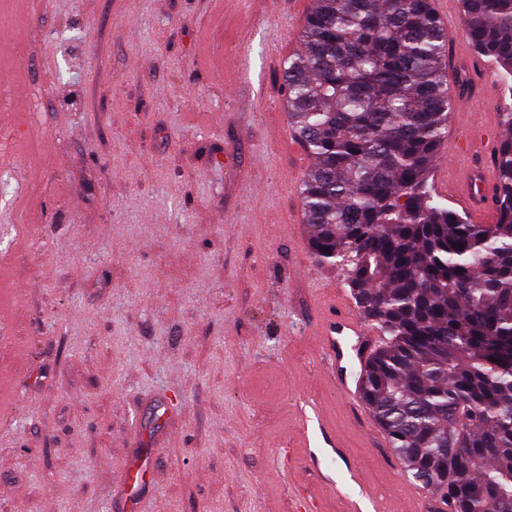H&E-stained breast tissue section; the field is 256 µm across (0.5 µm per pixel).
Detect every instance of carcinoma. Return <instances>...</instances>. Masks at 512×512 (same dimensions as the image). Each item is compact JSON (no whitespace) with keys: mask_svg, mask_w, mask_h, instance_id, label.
Segmentation results:
<instances>
[{"mask_svg":"<svg viewBox=\"0 0 512 512\" xmlns=\"http://www.w3.org/2000/svg\"><path fill=\"white\" fill-rule=\"evenodd\" d=\"M478 57L511 102L494 156L492 224L429 183L453 98L448 31L429 0H315L284 69L288 116L315 163L299 192L316 259L346 270L387 337L366 405L443 512L512 502V0H462Z\"/></svg>","mask_w":512,"mask_h":512,"instance_id":"cac0c4a2","label":"carcinoma"}]
</instances>
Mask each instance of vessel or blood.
<instances>
[{"mask_svg": "<svg viewBox=\"0 0 512 512\" xmlns=\"http://www.w3.org/2000/svg\"><path fill=\"white\" fill-rule=\"evenodd\" d=\"M454 123L462 135L445 146L443 154L449 162L439 169L438 181L444 187L449 180H457V204L472 222L482 224L491 212L488 161L498 140V124L464 111L456 113ZM321 336L337 391L354 410H362L360 379L377 347L376 336L362 321L343 310L329 315Z\"/></svg>", "mask_w": 512, "mask_h": 512, "instance_id": "1", "label": "vessel or blood"}]
</instances>
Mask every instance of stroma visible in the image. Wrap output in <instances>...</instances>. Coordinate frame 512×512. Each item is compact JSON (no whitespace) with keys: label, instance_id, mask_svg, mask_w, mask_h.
Returning a JSON list of instances; mask_svg holds the SVG:
<instances>
[{"label":"stroma","instance_id":"stroma-1","mask_svg":"<svg viewBox=\"0 0 512 512\" xmlns=\"http://www.w3.org/2000/svg\"><path fill=\"white\" fill-rule=\"evenodd\" d=\"M301 31L282 0H0V512H407L323 359L349 289L300 218Z\"/></svg>","mask_w":512,"mask_h":512}]
</instances>
